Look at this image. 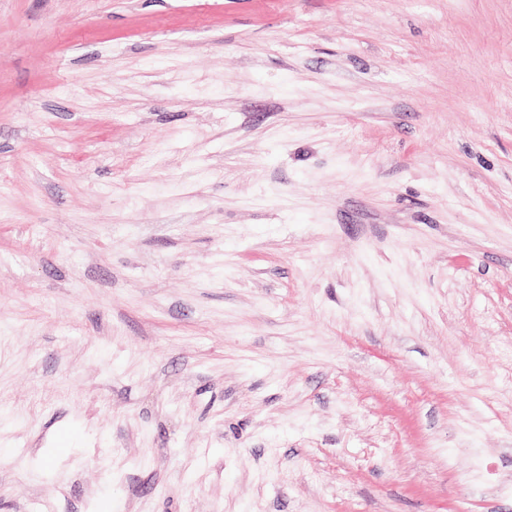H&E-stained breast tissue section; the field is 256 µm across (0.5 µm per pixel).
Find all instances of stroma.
Here are the masks:
<instances>
[{
    "label": "stroma",
    "mask_w": 512,
    "mask_h": 512,
    "mask_svg": "<svg viewBox=\"0 0 512 512\" xmlns=\"http://www.w3.org/2000/svg\"><path fill=\"white\" fill-rule=\"evenodd\" d=\"M0 512H512V0H0Z\"/></svg>",
    "instance_id": "stroma-1"
}]
</instances>
